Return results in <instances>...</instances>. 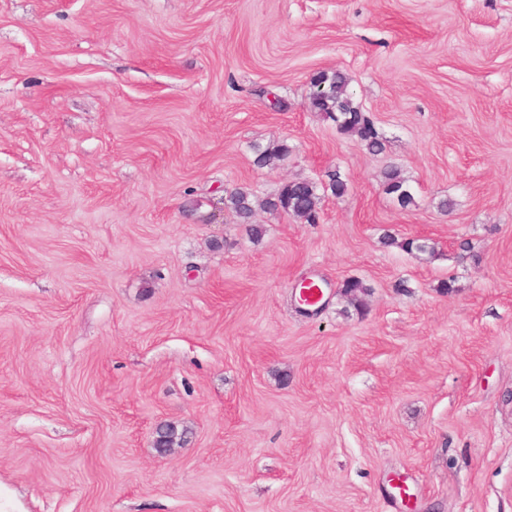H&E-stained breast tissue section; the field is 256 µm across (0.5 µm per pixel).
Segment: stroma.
Here are the masks:
<instances>
[{
  "instance_id": "35a3bbf8",
  "label": "stroma",
  "mask_w": 512,
  "mask_h": 512,
  "mask_svg": "<svg viewBox=\"0 0 512 512\" xmlns=\"http://www.w3.org/2000/svg\"><path fill=\"white\" fill-rule=\"evenodd\" d=\"M336 70L381 153L310 109ZM295 179L318 223L224 207ZM0 492L512 512V0H0ZM384 186L388 194H395L398 203L403 207L412 202V194L405 186L406 180L401 177L400 171L396 168H390L384 173ZM224 205L235 214L240 224H251L254 203L249 191L242 188L231 191L224 197Z\"/></svg>"
}]
</instances>
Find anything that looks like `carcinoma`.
I'll return each mask as SVG.
<instances>
[{"instance_id":"cac0c4a2","label":"carcinoma","mask_w":512,"mask_h":512,"mask_svg":"<svg viewBox=\"0 0 512 512\" xmlns=\"http://www.w3.org/2000/svg\"><path fill=\"white\" fill-rule=\"evenodd\" d=\"M312 85L318 89L317 94L310 96V108L323 113L326 118L336 124L339 133L357 138L371 153L383 150V138L376 129L370 117L361 111L347 90L348 79L334 71L330 74L321 72L312 79ZM253 164L259 168L269 165L273 160H281L288 155V145L281 144L273 147H253ZM406 180L400 171L390 168L384 173V186L389 194L397 197L398 203L404 207L412 202V194L405 186ZM321 197L316 186L307 180H292L284 184L274 196L266 199L263 206L269 210L281 211L292 215L307 224L316 223L319 214ZM224 205L230 209L240 223L250 224L254 214V203L249 191L238 188L224 197ZM385 245H399L407 252L424 253L430 246L424 239L409 238L403 242L389 232L382 236ZM343 294L355 301H361L369 287L359 278H349L342 284Z\"/></svg>"}]
</instances>
